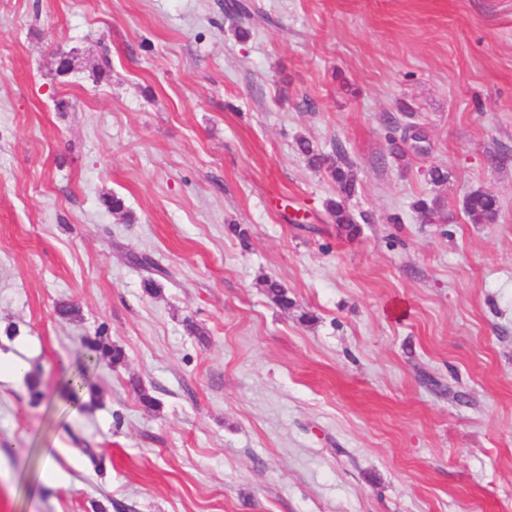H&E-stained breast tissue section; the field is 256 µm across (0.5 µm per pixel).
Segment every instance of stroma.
<instances>
[{"instance_id": "stroma-1", "label": "stroma", "mask_w": 512, "mask_h": 512, "mask_svg": "<svg viewBox=\"0 0 512 512\" xmlns=\"http://www.w3.org/2000/svg\"><path fill=\"white\" fill-rule=\"evenodd\" d=\"M229 2L0 0V512H512V0ZM298 145L307 157L309 165L318 169L325 167L327 174L336 184L338 199L330 201L329 211L337 229L349 237L356 236L360 228L346 206V199L354 193L355 189V177L351 165L330 155L316 152L308 140H299ZM499 210L497 198L488 192L477 190L467 197L465 211L469 220L474 224L495 223ZM90 350L92 354L71 372L67 381L66 390L68 397L74 401L80 398L84 389L87 387L90 367L93 363L97 362L98 358H109L113 366L124 360L122 348L115 344L111 345L104 342H95L90 345Z\"/></svg>"}]
</instances>
